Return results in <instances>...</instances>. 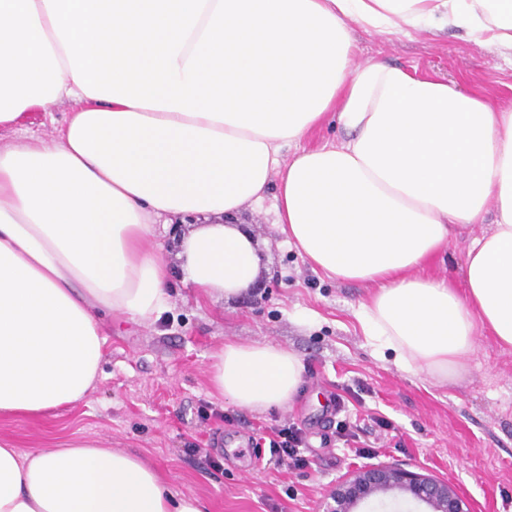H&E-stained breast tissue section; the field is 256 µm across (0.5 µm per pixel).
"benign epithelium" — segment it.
Returning <instances> with one entry per match:
<instances>
[{
  "label": "benign epithelium",
  "mask_w": 512,
  "mask_h": 512,
  "mask_svg": "<svg viewBox=\"0 0 512 512\" xmlns=\"http://www.w3.org/2000/svg\"><path fill=\"white\" fill-rule=\"evenodd\" d=\"M398 492L423 504L426 512H472L470 502L448 482L396 466L370 465L355 471L327 495L323 512H359L360 504L379 494Z\"/></svg>",
  "instance_id": "7a95c632"
}]
</instances>
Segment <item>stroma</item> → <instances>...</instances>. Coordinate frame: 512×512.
I'll use <instances>...</instances> for the list:
<instances>
[{
  "label": "stroma",
  "mask_w": 512,
  "mask_h": 512,
  "mask_svg": "<svg viewBox=\"0 0 512 512\" xmlns=\"http://www.w3.org/2000/svg\"><path fill=\"white\" fill-rule=\"evenodd\" d=\"M358 61H384L437 74L512 99V60L474 46L462 31L412 37L356 31ZM72 100L29 112L0 141L51 138ZM276 199L245 207L241 224L255 238L267 288L228 300L200 296L183 283L177 248L164 222L155 243L173 274L169 308L139 324L105 316L106 342L97 385L80 403L44 418L0 417V439L26 452L71 438L139 456L174 490L199 498L206 512H322L337 482L365 462L398 466L448 481L473 512H512V351L477 330L466 373L441 383L400 369L393 352L378 353L356 311L371 286L315 273L274 225ZM454 236L426 266L429 275L463 287L472 237ZM268 343L296 353L302 384L288 405L254 411L212 393L210 365L224 343ZM345 399V415L372 446L370 459L348 454L335 428H322L331 394ZM284 421L306 434L300 469H251L257 426Z\"/></svg>",
  "instance_id": "35a3bbf8"
}]
</instances>
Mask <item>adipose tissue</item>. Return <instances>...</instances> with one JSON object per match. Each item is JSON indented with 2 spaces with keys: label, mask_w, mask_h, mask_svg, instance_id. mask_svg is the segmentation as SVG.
Here are the masks:
<instances>
[{
  "label": "adipose tissue",
  "mask_w": 512,
  "mask_h": 512,
  "mask_svg": "<svg viewBox=\"0 0 512 512\" xmlns=\"http://www.w3.org/2000/svg\"><path fill=\"white\" fill-rule=\"evenodd\" d=\"M455 28L512 54V0H0V129L80 101L51 139L0 144V416L38 417L94 388L108 313L169 305L152 217L199 216L185 281L227 299L259 272L233 219L276 187V224L313 271L374 285L358 307L406 371L460 376L477 329L512 347V105L438 75L355 63V30ZM340 134L288 162L328 121ZM464 290L423 275L483 223ZM211 383L263 411L288 404L300 357L228 342ZM0 512H205L131 453L72 439L0 441Z\"/></svg>",
  "instance_id": "1"
}]
</instances>
